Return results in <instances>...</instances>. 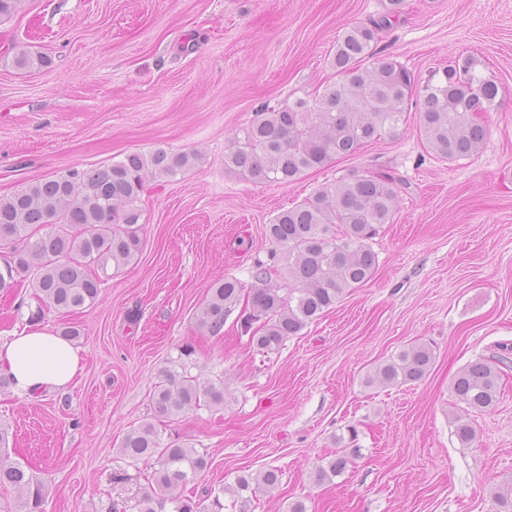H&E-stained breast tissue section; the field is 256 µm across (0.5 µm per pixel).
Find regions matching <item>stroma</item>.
Masks as SVG:
<instances>
[{
    "instance_id": "stroma-1",
    "label": "stroma",
    "mask_w": 512,
    "mask_h": 512,
    "mask_svg": "<svg viewBox=\"0 0 512 512\" xmlns=\"http://www.w3.org/2000/svg\"><path fill=\"white\" fill-rule=\"evenodd\" d=\"M387 0H24L0 34L47 57L31 70L0 55V196L24 183L87 171L139 152H194L196 168L147 182L142 250L95 303L39 308L29 285L0 292V343L23 329L80 331L83 370L67 389L0 390L11 459L43 483V512H140L152 470L118 453L154 416L151 393L184 346L191 375L223 379V410L158 423L163 442L207 451L196 496L237 475L279 468L251 512H496L512 479V364L498 401L471 414L475 443L449 424L450 390L470 361L512 345V0H405L373 48L417 81L460 54L499 86L477 155L435 158L410 111L404 133L282 186L224 167V146L262 106L336 81L329 54L346 29ZM387 167L409 188L372 241L373 279L266 357L240 311L220 334L195 313L211 283H249L254 260L286 265L266 235L285 208L352 169ZM424 342L436 361L422 381L366 385L379 363ZM359 448L333 482L316 465Z\"/></svg>"
}]
</instances>
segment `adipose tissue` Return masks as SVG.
Here are the masks:
<instances>
[{"instance_id": "adipose-tissue-1", "label": "adipose tissue", "mask_w": 512, "mask_h": 512, "mask_svg": "<svg viewBox=\"0 0 512 512\" xmlns=\"http://www.w3.org/2000/svg\"><path fill=\"white\" fill-rule=\"evenodd\" d=\"M81 370L78 349L53 332L22 330L0 344V371L11 376L20 396L66 388Z\"/></svg>"}]
</instances>
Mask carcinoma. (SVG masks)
Masks as SVG:
<instances>
[{"mask_svg":"<svg viewBox=\"0 0 512 512\" xmlns=\"http://www.w3.org/2000/svg\"><path fill=\"white\" fill-rule=\"evenodd\" d=\"M389 5L379 19L355 25L337 38L329 65L341 81L320 86L309 98L262 107L250 125L228 140L224 167L253 183L287 185L374 140L399 136L414 99L420 102V136L436 157L456 161L478 154L486 139L483 115L495 106L498 85L481 74L472 57L451 62L422 86L395 58L375 57L372 43L391 26L402 0H389ZM13 64L32 69L42 66L44 58L20 51ZM198 160L194 152L130 153L107 167L39 179L0 198V246L17 252L16 262L0 270V290L32 272L31 286L41 305L69 312L94 303L109 270L129 265L141 252L139 202L145 182L173 178ZM405 189L406 183L389 170H352L280 212L267 233L287 255L286 275L257 260L249 284L224 278L198 312L199 326L220 333L244 299L250 345L265 356L278 353L346 290L371 280L378 263L372 240L383 225L394 222ZM503 351L498 358L475 360L453 376L450 389L464 411L481 412L497 400L508 346ZM434 361L432 348L411 344L377 366L366 383H415L426 377ZM152 402L168 421L203 406L220 411L226 404L224 381L189 375L179 358L154 386ZM452 427L461 447H470L476 438L471 422L457 416ZM8 446V429L1 424L0 486L12 488L27 512H38L42 484L26 465L10 459ZM119 455L129 464L146 461L154 467L140 512H223L221 497L226 494L238 512H249L257 493L276 487L282 476L276 467L240 474L234 483L208 492L206 505L177 490L207 469V452L185 443L165 444L156 424L145 421L125 434ZM348 462V456L339 455L318 465L316 481H332ZM494 499L498 512H512V482L500 485Z\"/></svg>","mask_w":512,"mask_h":512,"instance_id":"carcinoma-1","label":"carcinoma"}]
</instances>
